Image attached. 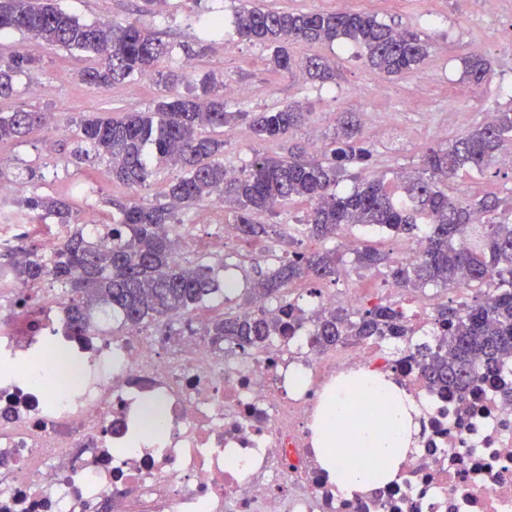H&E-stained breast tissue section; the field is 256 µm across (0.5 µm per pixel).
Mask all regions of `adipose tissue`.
Returning a JSON list of instances; mask_svg holds the SVG:
<instances>
[{
  "instance_id": "adipose-tissue-1",
  "label": "adipose tissue",
  "mask_w": 512,
  "mask_h": 512,
  "mask_svg": "<svg viewBox=\"0 0 512 512\" xmlns=\"http://www.w3.org/2000/svg\"><path fill=\"white\" fill-rule=\"evenodd\" d=\"M358 395L376 412L349 432L338 421L355 414ZM417 415L416 404L383 376L364 370L340 376L323 395L314 423L315 449L329 482L350 497L397 479L419 441Z\"/></svg>"
}]
</instances>
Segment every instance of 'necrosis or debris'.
I'll return each instance as SVG.
<instances>
[{
	"label": "necrosis or debris",
	"mask_w": 512,
	"mask_h": 512,
	"mask_svg": "<svg viewBox=\"0 0 512 512\" xmlns=\"http://www.w3.org/2000/svg\"><path fill=\"white\" fill-rule=\"evenodd\" d=\"M0 297V512H512V362L469 388L429 385L417 349L444 327L434 294L345 271L340 286L288 288L310 314L354 317L372 301L405 314L406 337H343L316 349L302 325L262 349L178 333L71 335L62 305L17 281ZM372 369L421 407V442L399 481L345 497L313 445L322 395ZM159 399L162 447L123 450L143 402Z\"/></svg>",
	"instance_id": "1"
}]
</instances>
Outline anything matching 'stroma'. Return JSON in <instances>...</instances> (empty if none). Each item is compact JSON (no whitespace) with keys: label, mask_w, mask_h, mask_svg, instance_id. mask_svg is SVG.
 <instances>
[{"label":"stroma","mask_w":512,"mask_h":512,"mask_svg":"<svg viewBox=\"0 0 512 512\" xmlns=\"http://www.w3.org/2000/svg\"><path fill=\"white\" fill-rule=\"evenodd\" d=\"M61 6L87 24L132 22L145 19L166 42L177 45L200 37L199 21L219 13L224 17L223 38L207 42L192 60L193 80L217 74L233 86L226 100L230 110L261 112L297 103L310 112L304 126L288 140L259 142L248 123L238 122L224 131V165L235 171L253 152L281 153L288 144L309 146L332 138L340 113H358L362 132L371 145L373 172L384 175L390 190L400 177L417 171L423 150L461 137L485 120L486 113L512 107V0H501L493 14L482 12L474 0H262L271 9L288 12L351 10L370 12L381 21L409 28L432 38L426 61L411 73L390 77L370 69L359 58L357 46L295 44L294 56L319 54L334 60L335 83L319 86L302 71L273 72L266 65L267 50L240 39L233 26L239 0H168L165 10L142 15V0H59ZM38 55V68L17 74L14 92L0 99V112L25 109L55 116V129L41 126L20 141L0 144V181H22L29 193L70 199L80 215H93L96 223H111L118 205L138 198L161 202L170 183L182 174L170 163L157 165L145 186L130 188L113 181L106 163L96 157L75 161L79 123L87 116L111 117L153 107L162 92L157 80L116 84L105 90L78 81V70L93 63L89 54L37 45L20 32H0V61L17 53ZM473 51L488 54L491 78L480 85L463 79L464 58ZM463 198L512 196V165L492 164L481 173L460 175L452 184ZM185 239L183 262L207 256L223 264L224 277L239 286L231 299L215 295L206 304L213 317L240 312L243 295L261 262L259 246L240 243L224 256L211 252L208 242L220 224L231 221L227 210L203 200L181 213Z\"/></svg>","instance_id":"obj_1"}]
</instances>
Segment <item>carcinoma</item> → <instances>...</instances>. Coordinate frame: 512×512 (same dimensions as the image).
I'll return each instance as SVG.
<instances>
[{"instance_id": "1", "label": "carcinoma", "mask_w": 512, "mask_h": 512, "mask_svg": "<svg viewBox=\"0 0 512 512\" xmlns=\"http://www.w3.org/2000/svg\"><path fill=\"white\" fill-rule=\"evenodd\" d=\"M234 27L239 37L269 50L273 70L289 72L301 65L309 79L322 84L336 81V65L317 54L297 59L288 45L353 43L364 51L370 68L395 77L417 69L432 45L425 34L364 12L293 13L251 6L237 10ZM6 29L40 45L94 54L97 62L80 72L82 83L90 88L106 89L150 75L168 87L151 110L83 119L74 151L78 159L90 154L107 159L112 180L130 187L145 184L157 161L180 166L183 175L169 185L165 202L139 199L121 205L112 223L91 234L65 198L36 193L24 201L27 209L68 225L70 232L51 255L36 249L22 252L13 263L14 278L33 285L52 282L64 289L63 305L76 334L96 330L94 312L116 316L127 328L143 327L182 317L221 292L224 265H184L174 250L180 234L176 212L216 195L233 212V224L247 243L269 239V225L258 222L257 216L277 215L297 200L310 204L296 229L301 236L328 241L341 226L352 224L405 237L425 232V251L416 263L394 260L370 245L357 251L356 261L365 268L383 267L388 278L405 288L429 283L446 288L458 282L479 287L495 274L501 288L494 298L469 306L464 315L455 308L440 313L447 322L448 339L434 350L423 347L426 379L438 387L463 390L472 382L477 365L490 369L512 359V222L497 198L464 202L445 190L448 181L463 172L484 171L502 144L512 141V108L496 112L492 121L446 146L427 148L421 171L403 179L399 194L389 191L382 177L363 175L370 168L373 149L351 120L342 122L341 134L319 155L302 147L284 154L256 151L235 174L224 167V142L202 135L201 129L222 130L245 120L257 139L280 141L307 120L308 112L300 105L231 112L224 100V82L213 77L200 80L186 94L179 93L177 87L188 81V74L182 66L168 65L174 49L139 21L85 24L56 0H0V31ZM201 33L224 35V17L212 15L201 21ZM39 63L40 58L31 54L0 63V98L12 94L16 73ZM463 63V79L469 83L478 85L491 73L490 60L482 53L469 54ZM45 120L43 112H1L0 143L27 136ZM350 169L354 189L336 193L338 179ZM476 214L485 218L477 244L461 250L457 239L471 230ZM334 276V248L308 255H274L267 268L256 270L249 293L261 301L298 280ZM302 320V314L281 303L257 315H227L210 325L206 335L241 348H259L274 336L287 335ZM406 332L399 312L379 302L352 325L336 311L319 317L313 341L324 348L347 334L364 339Z\"/></svg>"}]
</instances>
